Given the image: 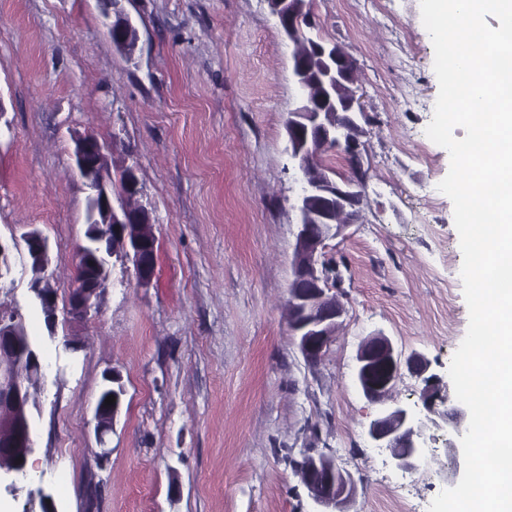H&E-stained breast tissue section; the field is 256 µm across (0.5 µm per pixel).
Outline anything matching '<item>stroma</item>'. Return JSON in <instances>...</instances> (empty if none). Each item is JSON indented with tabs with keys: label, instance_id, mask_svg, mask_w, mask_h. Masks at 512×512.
I'll list each match as a JSON object with an SVG mask.
<instances>
[{
	"label": "stroma",
	"instance_id": "stroma-1",
	"mask_svg": "<svg viewBox=\"0 0 512 512\" xmlns=\"http://www.w3.org/2000/svg\"><path fill=\"white\" fill-rule=\"evenodd\" d=\"M122 6L140 33L131 57L96 0H0V240L39 229L67 294L87 209L74 139L91 134L111 178L137 165L158 246L149 287L115 267L100 314L67 324L84 351L45 343L39 453L29 480L0 487V512H29L39 487L61 512H314L293 472L308 451L353 473L349 512H428L460 437L428 425L420 469L393 468L354 380L377 334L447 377L469 324L453 203L437 189L450 157L425 134L439 86L420 0L309 4L317 34L353 62L367 171L360 219L326 243L347 314L314 365L288 331L293 44L267 0ZM29 278L15 261L0 314L23 308L39 336ZM110 368L126 396L102 462L91 418Z\"/></svg>",
	"mask_w": 512,
	"mask_h": 512
}]
</instances>
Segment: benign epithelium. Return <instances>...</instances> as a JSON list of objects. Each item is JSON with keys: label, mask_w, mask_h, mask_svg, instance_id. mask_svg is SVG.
Segmentation results:
<instances>
[{"label": "benign epithelium", "mask_w": 512, "mask_h": 512, "mask_svg": "<svg viewBox=\"0 0 512 512\" xmlns=\"http://www.w3.org/2000/svg\"><path fill=\"white\" fill-rule=\"evenodd\" d=\"M122 0H97L102 24L107 33L118 29L119 46L135 50L139 33L121 6ZM272 13L278 18L288 41L297 46L293 71L299 97H304L303 73L306 61L299 55L305 46H315L317 55L329 54L339 63L350 62L349 56L336 44L319 37H308L305 29L315 28L308 0H267ZM357 100H336L333 108H313L301 104L289 113L286 123L288 150L295 161V180L299 186L293 209L298 213L295 245L292 259V276L305 281V287L289 294L288 327L304 360L314 365L329 350L335 339L336 326L347 310L331 284L330 270L321 262L325 242L334 239L346 225L332 219V215L352 216L357 222L363 211L366 197L360 136L363 133L358 120L360 111L355 109ZM330 142L348 147L354 157L355 170L351 175L337 180L334 172L322 165L315 146ZM73 157L87 192L90 223L104 224L108 231L122 240V249L97 257L102 271L98 283L90 286L85 278L75 281L66 299H74V313L87 321L99 314L102 290L111 281L112 258L132 263L140 286H148L154 278L155 268L142 256L144 238L139 225L128 222L127 211L112 197V185L105 178L107 163L106 146L92 135L74 139ZM39 247L26 251V263L40 285L28 289L32 305L59 307V296L49 282L50 264L48 240L36 234ZM22 348L19 325L0 321V359L15 357ZM430 363L419 354L407 357L397 351L391 340L382 335L369 336L361 343L355 367V381L364 398L376 407L369 422L367 434L374 447L390 452L391 462L399 469L415 471L426 453L424 425L418 414L400 405L390 406L387 397L401 380L404 372L420 377L425 383L422 393L424 408L432 412L436 402L445 403L448 397L440 395L442 379L429 373ZM29 395L25 385L11 374L0 373V411L8 415L9 422L0 420V430L6 429L0 442V456L12 457L10 466L0 471V482L15 485L29 476V462L37 454L36 429L29 422L27 405ZM121 412L120 398H115L109 412L94 407V432L99 443L113 431ZM295 474L317 506L316 512H346L345 507L357 495V483L346 469L324 453L305 454Z\"/></svg>", "instance_id": "7a95c632"}]
</instances>
